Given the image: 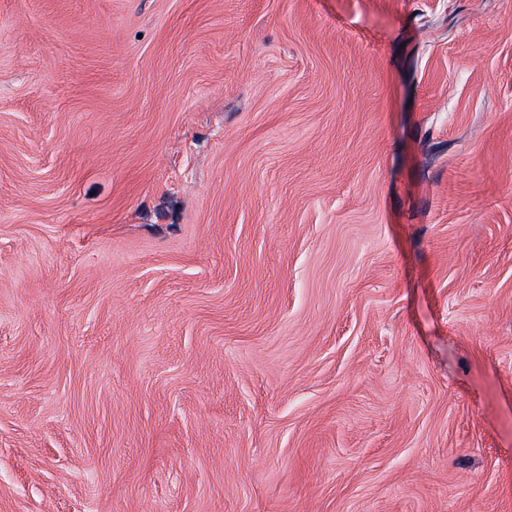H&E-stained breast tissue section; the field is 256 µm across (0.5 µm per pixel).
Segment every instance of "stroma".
<instances>
[{
	"label": "stroma",
	"mask_w": 512,
	"mask_h": 512,
	"mask_svg": "<svg viewBox=\"0 0 512 512\" xmlns=\"http://www.w3.org/2000/svg\"><path fill=\"white\" fill-rule=\"evenodd\" d=\"M0 512H512V0H0Z\"/></svg>",
	"instance_id": "1"
}]
</instances>
